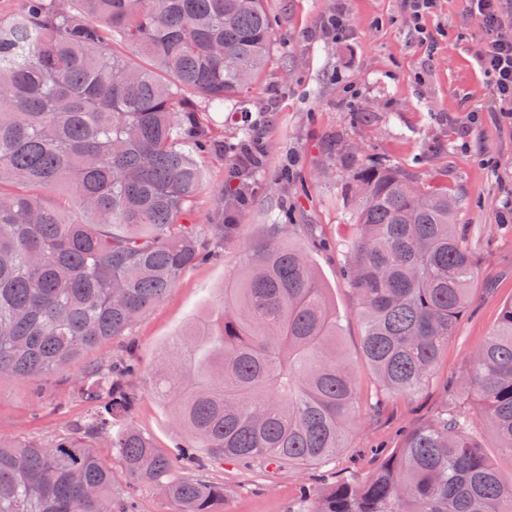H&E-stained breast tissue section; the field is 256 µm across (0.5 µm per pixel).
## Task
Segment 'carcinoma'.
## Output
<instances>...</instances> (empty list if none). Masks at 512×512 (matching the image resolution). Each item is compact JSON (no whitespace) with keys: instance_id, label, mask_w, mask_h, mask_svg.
Returning a JSON list of instances; mask_svg holds the SVG:
<instances>
[{"instance_id":"cac0c4a2","label":"carcinoma","mask_w":512,"mask_h":512,"mask_svg":"<svg viewBox=\"0 0 512 512\" xmlns=\"http://www.w3.org/2000/svg\"><path fill=\"white\" fill-rule=\"evenodd\" d=\"M273 25L264 0H21L0 15V376L48 377L120 336L181 274L233 237L248 209L244 172L208 184L204 158L225 153L208 123L265 70ZM64 188L75 208L45 195ZM210 195V222L193 224ZM343 204L354 233L345 273L364 331L361 350L387 397L417 393L436 371L468 307L470 229L448 189L426 190L395 166L352 161ZM129 366L84 375L93 403L77 437L0 439V512H134L95 453L110 418L138 394ZM461 385L479 415L447 397L379 462L295 512H512V474L481 451L491 433L512 454V302L469 359ZM190 447L211 460L274 470L336 459L360 424L357 382L340 318L301 246L267 241L224 282L215 312L181 329L156 370ZM126 473L159 486L173 512H216L224 485L175 477L133 428L111 437Z\"/></svg>"}]
</instances>
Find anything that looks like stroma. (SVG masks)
Returning <instances> with one entry per match:
<instances>
[{
    "label": "stroma",
    "instance_id": "obj_1",
    "mask_svg": "<svg viewBox=\"0 0 512 512\" xmlns=\"http://www.w3.org/2000/svg\"><path fill=\"white\" fill-rule=\"evenodd\" d=\"M275 38L264 73L240 109L214 113V131L236 144L240 114L248 112L266 144L263 164L250 174L252 201L237 236L211 242L215 256L187 269L167 295L124 335L108 338L45 380L0 377V438L46 442L82 428L109 398L85 401L81 378L93 367L130 362L129 384L138 400L113 431L133 427L182 465L189 438L174 411L152 391L159 359L175 333L209 315L225 280L240 269L249 246L266 239L335 242L313 261L340 316V333L353 365L363 421L336 460L299 471H273L236 462L201 468L223 484L220 512H288L325 492L339 479L368 481L378 458L373 448H397L405 433L428 421L445 400L448 380L460 379L470 356L497 325L512 301V112L499 111L487 77L476 62L484 38L471 21L467 0H439L427 21L435 42L417 43L402 0H264ZM342 13L348 31L323 29L324 16ZM360 91L353 98L347 84ZM355 145L363 160L390 164L425 189L444 188L459 201L457 221L471 227L477 271L469 308L455 337L440 353L439 368L414 396L390 399L370 413L379 388L361 352L362 324L356 299L343 276V245L352 227L342 204L349 172L336 158ZM293 167L294 181L282 170ZM292 215L275 226L280 211ZM96 453L112 469V486L135 512H171L154 485L126 474L108 436Z\"/></svg>",
    "mask_w": 512,
    "mask_h": 512
}]
</instances>
